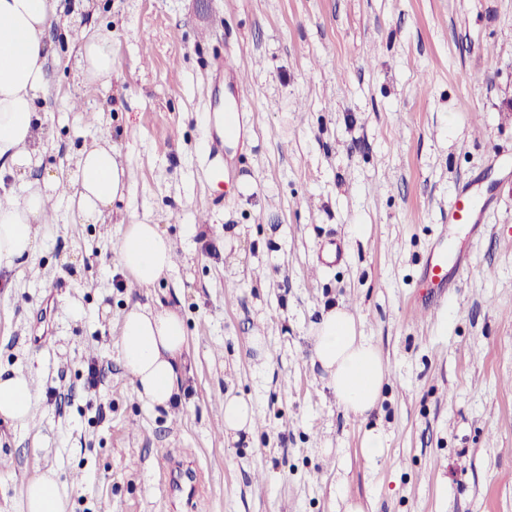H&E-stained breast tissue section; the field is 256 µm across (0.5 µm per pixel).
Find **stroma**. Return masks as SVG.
Wrapping results in <instances>:
<instances>
[{"instance_id": "obj_1", "label": "stroma", "mask_w": 512, "mask_h": 512, "mask_svg": "<svg viewBox=\"0 0 512 512\" xmlns=\"http://www.w3.org/2000/svg\"><path fill=\"white\" fill-rule=\"evenodd\" d=\"M93 3L111 78L86 82L64 28L49 29L45 162L0 179L62 176L101 136L131 188L103 224L57 203L34 261L0 270V369L32 370L39 393L26 425L0 419V512H24L22 487L49 469L75 488L69 512H188L166 489L171 454L207 473V512H512V0ZM220 59L246 81L231 145L213 121L238 87L214 79ZM228 157L229 195L212 187ZM465 186L483 220L452 237ZM143 221L177 246L151 288L115 251L121 224ZM447 238L471 265L418 314ZM136 303L187 328L166 410L121 361ZM339 303L386 371L363 418L311 363L310 330ZM227 394L253 405L252 432L225 435ZM373 427L387 444L375 465L361 453Z\"/></svg>"}]
</instances>
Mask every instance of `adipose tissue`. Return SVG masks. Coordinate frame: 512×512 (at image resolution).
Masks as SVG:
<instances>
[{"label":"adipose tissue","mask_w":512,"mask_h":512,"mask_svg":"<svg viewBox=\"0 0 512 512\" xmlns=\"http://www.w3.org/2000/svg\"><path fill=\"white\" fill-rule=\"evenodd\" d=\"M59 0H0V160L12 169L41 165L43 135L36 103L46 97L47 29L61 24ZM88 79L112 74L110 36L80 30L71 38ZM129 186L120 154L105 140L95 139L66 177L28 185L22 191L0 192V269H13L34 259L40 248L37 224L43 223L47 202L61 195L74 218L102 224L113 201ZM120 265L141 287L156 283L173 268L176 247L158 225L121 227L116 245ZM311 360L329 375L337 404L357 417L379 402L384 380L381 356L356 327L352 313L336 307L311 330ZM186 330L171 308L133 305L124 315L120 354L138 397L148 406L165 407L179 391ZM38 395L32 370L0 371V418L26 425ZM70 484L47 471L26 484L21 496L25 512H68Z\"/></svg>","instance_id":"1"}]
</instances>
